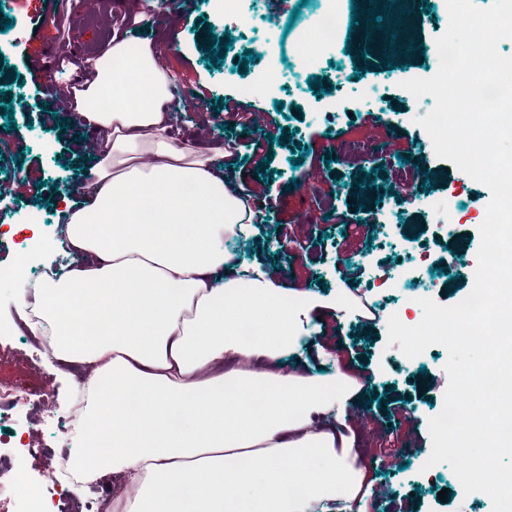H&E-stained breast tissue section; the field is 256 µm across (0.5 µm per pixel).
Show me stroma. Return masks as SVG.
Wrapping results in <instances>:
<instances>
[{"label":"stroma","mask_w":512,"mask_h":512,"mask_svg":"<svg viewBox=\"0 0 512 512\" xmlns=\"http://www.w3.org/2000/svg\"><path fill=\"white\" fill-rule=\"evenodd\" d=\"M49 0H0V90L13 116L0 113L5 146L0 149V265L18 253L27 254L28 277L38 280L44 256L29 250L23 221L40 224L44 237H54L67 207L78 202L76 184L88 174L94 158L81 143L87 133L76 126L71 112L55 119L44 116L46 87L61 86L80 77L86 60L107 48L111 23L86 0H59L65 39L72 55L50 67L34 68L43 35L33 25ZM431 11L407 34L417 42L409 55L378 57L354 53L363 37L354 28L326 53L314 54L300 65L296 46L325 8L326 0H261L251 23L225 19L218 0H182L178 15L159 20L154 0H127L125 17L131 32L147 33L161 63L176 80L208 87L198 101L193 121L177 124V141L201 151L226 148L239 156L231 183L235 189L273 201L272 223L250 224L242 233L226 236L224 246L237 262L263 263L277 268L287 289L317 291L332 302L343 293L345 281L367 285L375 297L374 319L360 316L352 305L340 315L315 309L321 331L315 340L323 355L300 351L284 358V367H300L307 376L342 372L356 378L360 389L346 413L359 434L357 459L368 468L366 512H492L489 497L463 495L458 479L445 464L426 467L431 447L428 421L444 405L448 385L445 347L434 345L415 358L405 357L399 344L388 341V320L395 310L409 319L423 318L420 299L443 306L456 305L467 292L477 267L479 227L491 199L487 186L439 158L417 123L435 105L403 89L404 81L432 77L439 62L433 55L436 40L448 27L447 0H430ZM227 46L224 61L211 63L210 43ZM255 55L244 62L245 52ZM273 73L269 91L249 97L263 116L261 128L222 126L218 101L238 96L242 85ZM325 76L329 93L309 88L308 78ZM283 111H276V103ZM263 140L272 150L269 166L251 159V143ZM377 144L379 151L362 165L331 161L344 145ZM404 156L413 181L397 183L393 164ZM300 166H293V159ZM372 175V187L357 195L363 172ZM454 205V223L439 221L446 203ZM287 239L292 249L276 253L267 246L270 235ZM468 249L453 275L440 271L451 251ZM390 272L391 288L372 282ZM18 316L15 292L0 286V324L11 327L0 337V390L43 389L52 395L51 413L20 414L0 426V432L21 439L12 448L14 482L23 473L38 487L54 512H69L72 497L46 475L53 463L52 449L69 436V408L82 372L49 356H37L29 332L15 330ZM39 455H29L27 445ZM446 499H439V492Z\"/></svg>","instance_id":"35a3bbf8"}]
</instances>
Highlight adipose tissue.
<instances>
[{
	"label": "adipose tissue",
	"mask_w": 512,
	"mask_h": 512,
	"mask_svg": "<svg viewBox=\"0 0 512 512\" xmlns=\"http://www.w3.org/2000/svg\"><path fill=\"white\" fill-rule=\"evenodd\" d=\"M128 43L113 33L68 92L96 159L54 241L72 264L33 285L20 258L8 277L32 336L86 370L77 470L134 486L123 512H363L367 473L344 433L353 386L281 370L312 342L316 299L225 249L251 199L225 183L224 152L168 140L173 77L150 41ZM247 318L256 335H240Z\"/></svg>",
	"instance_id": "1"
}]
</instances>
